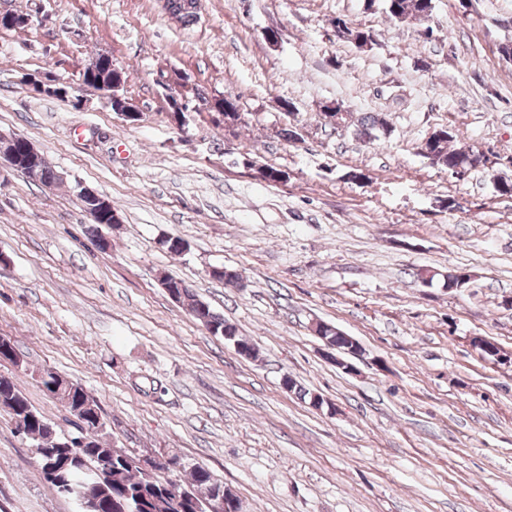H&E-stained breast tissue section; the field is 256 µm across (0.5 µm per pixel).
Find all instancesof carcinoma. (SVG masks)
<instances>
[{
    "mask_svg": "<svg viewBox=\"0 0 512 512\" xmlns=\"http://www.w3.org/2000/svg\"><path fill=\"white\" fill-rule=\"evenodd\" d=\"M385 14L400 23L407 20L425 22L429 19L433 0H382ZM336 34L339 39L350 42L360 48L368 45V33L346 20H335ZM210 110L220 113L225 119L241 124L243 113L239 112L237 102L231 98L212 99ZM386 129V121L378 114H367L360 119L357 137L379 140V134ZM473 149H452L448 146V130H435L425 148V157L432 165L446 170L457 166L469 167L468 161ZM29 177L46 185L58 181L56 172L48 165L45 157H40L37 170ZM109 212H94L86 233L101 249L107 241L99 232L105 224L112 223ZM161 284L175 286L178 301H190V312L214 336L239 337L237 327L224 319L211 305L196 298L189 285L183 280L169 275L161 276ZM321 340H328L339 346H345V340L336 332V326L320 322L316 329ZM40 384L46 393L62 401L70 414L76 418L77 440L68 441L61 435L51 436L46 430L48 419L35 410L23 395L14 380L0 375V409L6 411L10 419L19 418L25 422L27 436L35 443L41 467H46L47 459L41 454L44 448H56L58 453H67L77 459L85 470L84 493L99 504V512H208L212 499L227 491L224 483L214 478L212 473L202 466L186 467L177 454H165L167 461L160 462L146 473L138 465L137 457L132 453L118 451L103 442L105 427L98 404L78 384L61 378L49 370L40 376ZM189 470V482L183 486L172 480H163L159 473Z\"/></svg>",
    "mask_w": 512,
    "mask_h": 512,
    "instance_id": "1",
    "label": "carcinoma"
}]
</instances>
